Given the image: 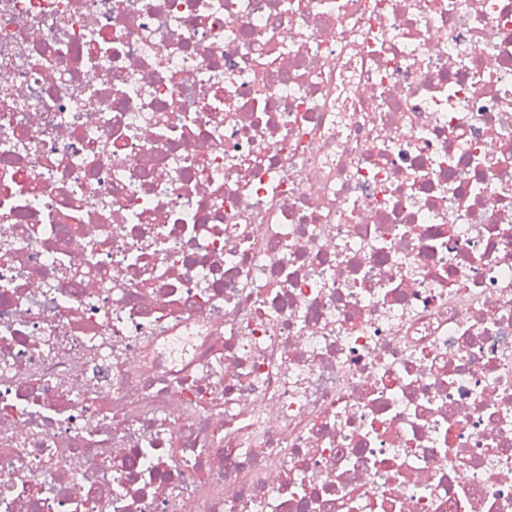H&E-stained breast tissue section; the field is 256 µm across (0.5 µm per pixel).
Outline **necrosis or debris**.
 <instances>
[{"label": "necrosis or debris", "instance_id": "4bbe7bcc", "mask_svg": "<svg viewBox=\"0 0 512 512\" xmlns=\"http://www.w3.org/2000/svg\"><path fill=\"white\" fill-rule=\"evenodd\" d=\"M0 512H512V0H0Z\"/></svg>", "mask_w": 512, "mask_h": 512}]
</instances>
